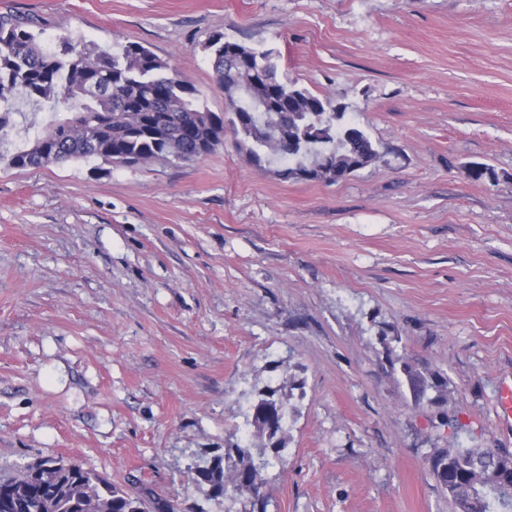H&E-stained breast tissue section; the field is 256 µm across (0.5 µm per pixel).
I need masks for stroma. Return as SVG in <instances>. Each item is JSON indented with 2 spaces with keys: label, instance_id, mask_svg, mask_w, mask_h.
Here are the masks:
<instances>
[{
  "label": "stroma",
  "instance_id": "35a3bbf8",
  "mask_svg": "<svg viewBox=\"0 0 512 512\" xmlns=\"http://www.w3.org/2000/svg\"><path fill=\"white\" fill-rule=\"evenodd\" d=\"M3 15L34 19L47 50L140 43L214 112L202 46L224 33L346 104L380 159L286 181L228 135L193 162L1 161L0 475L56 457L224 512L197 469L268 389L288 421L267 512H454L433 450L512 452V0H0ZM394 340L447 378L444 400L414 403Z\"/></svg>",
  "mask_w": 512,
  "mask_h": 512
}]
</instances>
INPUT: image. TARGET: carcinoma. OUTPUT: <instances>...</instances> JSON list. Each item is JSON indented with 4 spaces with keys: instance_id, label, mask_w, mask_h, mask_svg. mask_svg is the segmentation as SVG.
<instances>
[{
    "instance_id": "cac0c4a2",
    "label": "carcinoma",
    "mask_w": 512,
    "mask_h": 512,
    "mask_svg": "<svg viewBox=\"0 0 512 512\" xmlns=\"http://www.w3.org/2000/svg\"><path fill=\"white\" fill-rule=\"evenodd\" d=\"M31 21L0 16V143L15 129L19 101L46 109L43 126L31 124L30 147L12 153L11 168H39L68 161L102 159L118 165L189 162L221 145L231 134L256 165L278 161L285 181L338 182L363 164L379 159L366 131L345 119V107L329 95L314 94L281 78L272 52L214 34L205 45L212 80L235 84L240 101L211 111L203 93L177 78L170 64L140 43L127 42L110 53L93 44L62 38L44 50ZM468 176L494 183L495 170L474 163ZM390 365H400L414 403H436L447 380L420 371L403 353L386 345ZM284 402L267 391L254 404L253 423L268 439L282 427ZM279 442L270 454L253 456L238 442L224 457L198 472L211 497L224 496V482L250 505L265 512V471L281 461ZM455 512H512V482L492 481L498 470L512 471V454L498 448H439L428 460ZM0 512H149L148 501L112 484L93 470L47 457L16 474L0 477Z\"/></svg>"
}]
</instances>
